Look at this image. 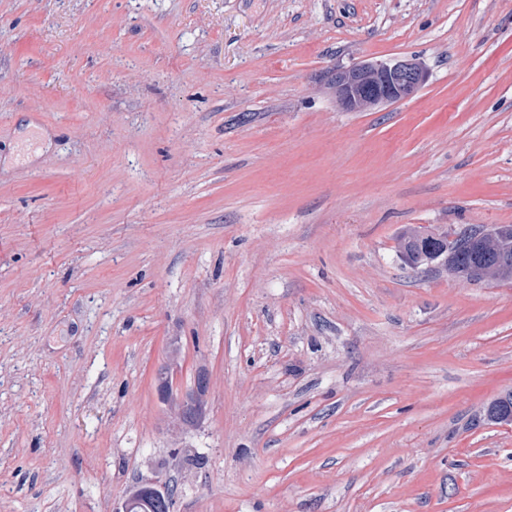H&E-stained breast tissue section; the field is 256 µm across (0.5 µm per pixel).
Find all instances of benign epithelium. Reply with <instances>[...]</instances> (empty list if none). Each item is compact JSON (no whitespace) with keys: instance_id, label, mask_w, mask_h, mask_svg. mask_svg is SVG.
Segmentation results:
<instances>
[{"instance_id":"1","label":"benign epithelium","mask_w":512,"mask_h":512,"mask_svg":"<svg viewBox=\"0 0 512 512\" xmlns=\"http://www.w3.org/2000/svg\"><path fill=\"white\" fill-rule=\"evenodd\" d=\"M424 81V70L413 59L360 63L336 70L331 79L336 101L347 111H364L409 99L419 91ZM491 234V227L470 229L468 240L472 257L478 259L481 256Z\"/></svg>"}]
</instances>
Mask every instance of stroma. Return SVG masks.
<instances>
[{
  "label": "stroma",
  "instance_id": "35a3bbf8",
  "mask_svg": "<svg viewBox=\"0 0 512 512\" xmlns=\"http://www.w3.org/2000/svg\"><path fill=\"white\" fill-rule=\"evenodd\" d=\"M464 224H512V0H0V512H512V282L396 251ZM424 81V70L414 59L360 63L337 69L331 79L336 101L347 111H364L409 99ZM485 419L492 424H500L501 420H512V390H507L493 400L485 409ZM159 492L146 485L137 486L130 494L126 497V500L135 502L138 504L136 511L133 512H158L153 511V501L158 497ZM124 501L116 508V512H129L131 511V504L128 501Z\"/></svg>",
  "mask_w": 512,
  "mask_h": 512
}]
</instances>
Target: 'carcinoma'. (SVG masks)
I'll return each instance as SVG.
<instances>
[{
  "label": "carcinoma",
  "mask_w": 512,
  "mask_h": 512,
  "mask_svg": "<svg viewBox=\"0 0 512 512\" xmlns=\"http://www.w3.org/2000/svg\"><path fill=\"white\" fill-rule=\"evenodd\" d=\"M446 231L422 232L411 228L403 232L397 240V252L403 261L413 269L429 268L433 265L442 266L449 272L465 268L472 261L471 256L457 249L448 251L445 237ZM512 255V236H500L486 241L482 259L488 264L490 278L496 281L512 280V265L503 267L497 263L502 253ZM190 398V401L179 402L171 399V411L187 421L197 412L196 404L200 403V396ZM485 419L492 424H500L506 418H512V390H507L493 400L485 409ZM159 492L146 485L136 487L126 497V500L138 504L136 512H153V501Z\"/></svg>",
  "instance_id": "cac0c4a2"
}]
</instances>
